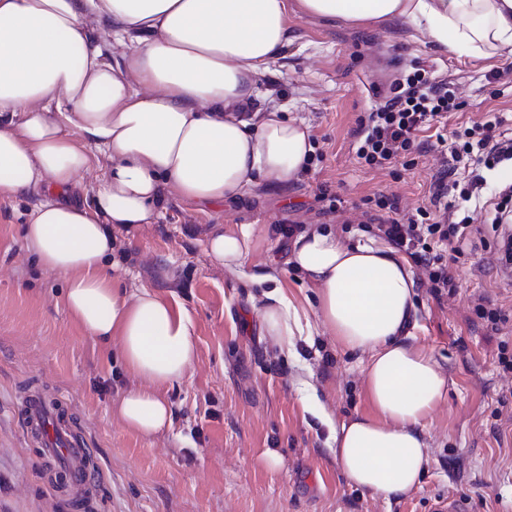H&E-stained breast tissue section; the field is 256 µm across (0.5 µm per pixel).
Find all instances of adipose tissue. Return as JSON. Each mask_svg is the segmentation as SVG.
I'll use <instances>...</instances> for the list:
<instances>
[{
    "mask_svg": "<svg viewBox=\"0 0 512 512\" xmlns=\"http://www.w3.org/2000/svg\"><path fill=\"white\" fill-rule=\"evenodd\" d=\"M301 13L357 26L406 24L459 56H512V0H298ZM109 21L102 41L89 26ZM288 0H0V199L33 189L23 243L64 276L63 304L88 335L117 343L138 380L117 403L130 430L172 424L162 391L192 369L189 312L142 287L128 295L108 260L114 232L152 223L162 190L192 204L246 195L257 180L287 185L313 153L303 123L245 113L261 77L291 45ZM119 49L107 59L106 49ZM109 159L91 199H77L97 156ZM253 231L212 234L225 272L263 286L267 336L291 350L302 317L268 269L248 263ZM316 290L315 314L364 367L373 415L336 423L316 393L347 481L383 498L414 489L429 464L425 427L448 394L434 355L417 346L416 279L391 246L348 245L329 228L299 233L287 259Z\"/></svg>",
    "mask_w": 512,
    "mask_h": 512,
    "instance_id": "1",
    "label": "adipose tissue"
}]
</instances>
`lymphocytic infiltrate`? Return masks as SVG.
Wrapping results in <instances>:
<instances>
[{"instance_id":"1","label":"lymphocytic infiltrate","mask_w":512,"mask_h":512,"mask_svg":"<svg viewBox=\"0 0 512 512\" xmlns=\"http://www.w3.org/2000/svg\"><path fill=\"white\" fill-rule=\"evenodd\" d=\"M461 108L448 90L447 78L392 83L384 103L358 123L356 156L376 170L389 169L400 157L422 154L438 146L449 147L452 161L466 159L488 169L512 161V139L503 140L496 134L501 119H486L461 130L449 129V114ZM429 130L435 133L431 142L422 138L423 132ZM451 174V168L441 166L431 186L428 206L418 208L414 214L400 213L391 200L379 203L386 211L377 226L380 237L414 258L437 296L456 288L446 252L464 254L472 223L470 213L489 204L494 207L491 224L498 232L496 268L503 278L512 279V206L504 200L490 203L494 190L484 176L473 174L462 185L452 180Z\"/></svg>"}]
</instances>
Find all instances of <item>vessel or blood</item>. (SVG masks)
<instances>
[{
    "mask_svg": "<svg viewBox=\"0 0 512 512\" xmlns=\"http://www.w3.org/2000/svg\"><path fill=\"white\" fill-rule=\"evenodd\" d=\"M20 413L28 435L40 439L48 457H63L65 476L76 497H83L97 484L96 464L85 440L76 438L62 412L46 406L36 395L21 401Z\"/></svg>",
    "mask_w": 512,
    "mask_h": 512,
    "instance_id": "1",
    "label": "vessel or blood"
}]
</instances>
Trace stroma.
Returning a JSON list of instances; mask_svg holds the SVG:
<instances>
[{
	"label": "stroma",
	"instance_id": "35a3bbf8",
	"mask_svg": "<svg viewBox=\"0 0 512 512\" xmlns=\"http://www.w3.org/2000/svg\"><path fill=\"white\" fill-rule=\"evenodd\" d=\"M288 20L295 41L276 75L261 80L257 105H287L289 117L309 127L322 160L286 188L262 183L235 201L198 207L165 191L156 221L113 243L120 288L148 287L180 301L192 318L194 367L164 391L171 429L144 438L125 427L116 403L136 378L116 345L93 340L65 311L64 278L24 250L23 223L44 193L0 200V512H432L443 497L467 501L470 512H512V370L499 363L501 352L512 355V279L497 272L482 216L465 255L449 262L455 292L434 296L424 274L415 275L414 341L437 359L448 399L427 426L430 467L416 488L389 499L347 482L328 429L307 410L313 389L337 421L371 414L366 356L343 350L314 318V294L306 275L287 266L292 240L281 232L318 224L374 240L381 197L397 199L406 213L425 205L440 155L385 171L358 164V118L380 102L384 78H405L421 64L456 84L464 107L454 122L496 115L512 137V57L444 54L392 22L351 28L294 13ZM496 70L504 76L493 87L485 76ZM244 225L254 229L250 263L275 270L288 298L311 317L312 334L295 352L265 336L252 305L259 287L207 255L213 232ZM482 297L507 322L494 328L480 319L474 306ZM28 392L61 409L94 450L101 478L80 510L53 485L39 441L18 420ZM269 450L279 454L278 467L266 464Z\"/></svg>",
	"mask_w": 512,
	"mask_h": 512
}]
</instances>
